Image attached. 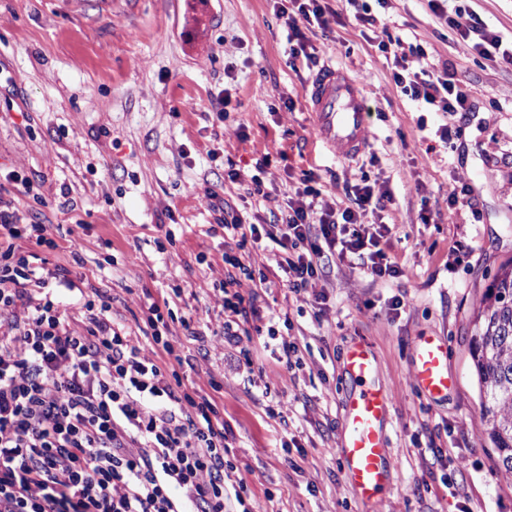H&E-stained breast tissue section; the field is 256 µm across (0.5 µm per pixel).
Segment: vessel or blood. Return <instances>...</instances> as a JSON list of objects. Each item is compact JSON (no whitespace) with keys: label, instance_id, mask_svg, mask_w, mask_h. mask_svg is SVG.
<instances>
[{"label":"vessel or blood","instance_id":"obj_1","mask_svg":"<svg viewBox=\"0 0 512 512\" xmlns=\"http://www.w3.org/2000/svg\"><path fill=\"white\" fill-rule=\"evenodd\" d=\"M315 117L317 140L336 147L341 159L362 154L369 145L371 114L362 83L333 65H323L304 88ZM352 380L344 403L343 432L337 450L342 473L366 512H380L391 483L394 450L387 430L391 394L376 378V359L361 338L343 358ZM410 374L420 390L433 399L447 395L448 344L444 338L425 336L417 342Z\"/></svg>","mask_w":512,"mask_h":512}]
</instances>
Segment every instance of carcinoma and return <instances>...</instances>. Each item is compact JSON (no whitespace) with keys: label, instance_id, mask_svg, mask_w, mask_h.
I'll return each mask as SVG.
<instances>
[{"label":"carcinoma","instance_id":"carcinoma-1","mask_svg":"<svg viewBox=\"0 0 512 512\" xmlns=\"http://www.w3.org/2000/svg\"><path fill=\"white\" fill-rule=\"evenodd\" d=\"M471 359L485 433L499 464L512 472V260L494 275L476 317Z\"/></svg>","mask_w":512,"mask_h":512}]
</instances>
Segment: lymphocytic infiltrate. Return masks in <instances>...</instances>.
Here are the masks:
<instances>
[{
    "mask_svg": "<svg viewBox=\"0 0 512 512\" xmlns=\"http://www.w3.org/2000/svg\"><path fill=\"white\" fill-rule=\"evenodd\" d=\"M449 30L478 55L512 65V47L465 6L445 9L427 0ZM274 11L288 30L289 56L313 62L309 32L327 29L331 12L323 0H276ZM378 49L393 58L392 79L401 94L431 112L466 114L470 94L447 73L409 71L408 56L424 57L422 44L381 30ZM217 225L238 251L225 254L228 270L212 289L221 298V334L233 342L258 318V291L242 295L251 274L249 245L269 240L283 287L313 294L326 263L349 261L372 279L403 276L387 252L390 229L383 220L390 191L356 186L351 205L323 198L315 174L272 223L247 221L237 206L208 192ZM30 250H23L21 241ZM43 224L22 223L12 200L0 196V316H10L11 335L0 336V512H228L244 506L248 487L224 463V414L215 400L174 366L169 319L192 320L147 304L143 320L151 334L134 339L114 324L112 298L95 291L84 299L83 326L70 327L51 285L66 278L40 272L33 250L54 248ZM44 288L26 301L28 285Z\"/></svg>",
    "mask_w": 512,
    "mask_h": 512,
    "instance_id": "lymphocytic-infiltrate-1",
    "label": "lymphocytic infiltrate"
}]
</instances>
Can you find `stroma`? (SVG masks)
<instances>
[{
    "label": "stroma",
    "mask_w": 512,
    "mask_h": 512,
    "mask_svg": "<svg viewBox=\"0 0 512 512\" xmlns=\"http://www.w3.org/2000/svg\"><path fill=\"white\" fill-rule=\"evenodd\" d=\"M174 4L0 0V169L40 185L42 202L15 189L10 196L22 220L46 225L56 242L37 254L75 285L57 292L69 322L83 321V295L96 288L111 295L114 322L140 337L148 299L182 288L178 312L211 333L172 324L178 353L197 387L220 385L227 458L251 512H365L336 455L350 388L343 356L357 337L392 394L388 432L398 453L385 512H512V474L484 440L471 363L476 313L512 259V65L478 57L427 0H390L375 10L378 23L427 51L408 57L409 70H448L471 95L463 120L422 111L396 88L372 31L345 0H326L341 21L313 36L316 63L364 77L374 110L368 153L347 162L316 140L303 97L312 70L290 60L272 0H215L198 53L178 34L185 22ZM223 88L230 101L219 122L210 100ZM265 154L269 199L226 179L231 167L252 173ZM309 170L324 197L345 206L364 178L391 191L390 254L404 274L381 285L349 262L332 264L317 283L329 297L320 310L274 281L261 290L260 325L283 313L292 321L303 366L288 369L266 337L233 345L216 334L222 314L211 286L236 245L212 233L206 192L267 219ZM422 336L448 343L455 383L436 400L410 376Z\"/></svg>",
    "instance_id": "35a3bbf8"
}]
</instances>
